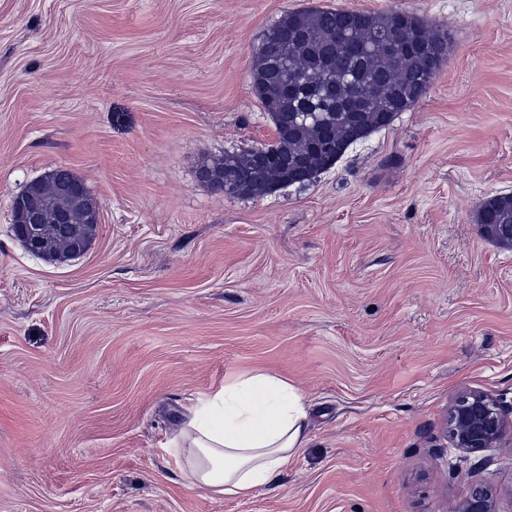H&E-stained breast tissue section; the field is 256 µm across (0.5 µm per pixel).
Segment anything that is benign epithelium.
Returning <instances> with one entry per match:
<instances>
[{
	"label": "benign epithelium",
	"instance_id": "obj_1",
	"mask_svg": "<svg viewBox=\"0 0 512 512\" xmlns=\"http://www.w3.org/2000/svg\"><path fill=\"white\" fill-rule=\"evenodd\" d=\"M31 223L13 227L14 235L33 254L43 251L37 234V223L44 215L33 202L29 203ZM487 236L500 244L512 246V225L493 224ZM507 422L497 404L481 393H466L457 398L448 414V432L454 445L463 452L493 448L501 439ZM456 512H498L492 493L485 487L474 488L461 502Z\"/></svg>",
	"mask_w": 512,
	"mask_h": 512
}]
</instances>
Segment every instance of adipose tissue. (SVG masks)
<instances>
[{"label":"adipose tissue","mask_w":512,"mask_h":512,"mask_svg":"<svg viewBox=\"0 0 512 512\" xmlns=\"http://www.w3.org/2000/svg\"><path fill=\"white\" fill-rule=\"evenodd\" d=\"M303 395L283 378L238 376L202 400L189 424L184 476L195 487L244 498L277 480L308 440Z\"/></svg>","instance_id":"obj_1"}]
</instances>
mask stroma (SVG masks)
Returning <instances> with one entry per match:
<instances>
[{
  "mask_svg": "<svg viewBox=\"0 0 512 512\" xmlns=\"http://www.w3.org/2000/svg\"><path fill=\"white\" fill-rule=\"evenodd\" d=\"M423 18L424 97L308 186L230 197L207 159L273 143L255 54L305 7ZM67 166L84 254L28 252L12 201ZM512 0H0V512H512V429L453 448L464 393L512 419ZM288 380L309 438L247 498L191 486L179 431L242 374ZM477 224H480L481 231L485 224H493L487 228V236L511 248L512 194L494 196L483 201L477 211ZM456 512H498L492 493L485 487H475L461 502Z\"/></svg>",
  "mask_w": 512,
  "mask_h": 512,
  "instance_id": "35a3bbf8",
  "label": "stroma"
}]
</instances>
